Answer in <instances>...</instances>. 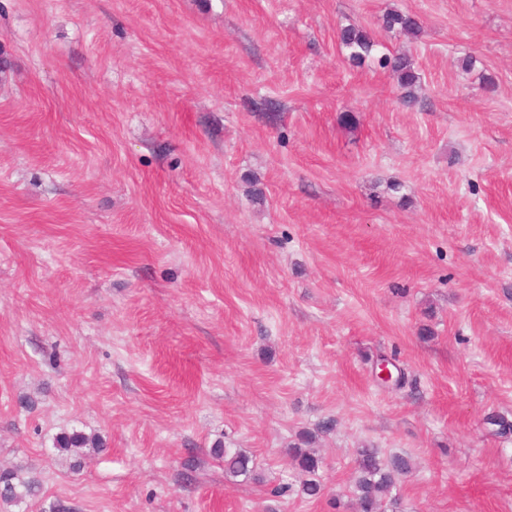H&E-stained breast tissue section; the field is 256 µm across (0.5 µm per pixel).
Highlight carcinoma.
Listing matches in <instances>:
<instances>
[{
	"instance_id": "obj_1",
	"label": "carcinoma",
	"mask_w": 512,
	"mask_h": 512,
	"mask_svg": "<svg viewBox=\"0 0 512 512\" xmlns=\"http://www.w3.org/2000/svg\"><path fill=\"white\" fill-rule=\"evenodd\" d=\"M383 26L387 30H399L405 33L420 32V23L410 15L400 11H391L383 18ZM340 43L348 51L349 60L361 64L365 60L375 58L374 52L379 43L364 28L349 25L340 30ZM379 66L390 70L396 75L399 86L404 90L403 99L407 103L415 100L414 88L418 76L413 69L411 60L405 55H382L378 57ZM105 447L103 439L95 434L86 435L82 432L63 433L56 439V448L63 456L76 458L70 469L77 471L81 467L78 458L99 452ZM212 452L224 459L226 477L246 480L255 478L253 460L247 452L239 450L233 454L226 453L224 445L217 443ZM288 455L298 474L304 477L301 491L308 497H318L322 493L319 482L311 478L320 467V459L309 449L298 446L288 449ZM355 479L353 494L357 512H383L384 502L391 498L400 476L409 473L413 464L405 456L393 455L388 459L380 456L376 448H359L356 450ZM40 481L28 476L23 469L0 470V512H12V508L39 497Z\"/></svg>"
}]
</instances>
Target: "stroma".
I'll return each mask as SVG.
<instances>
[{
	"label": "stroma",
	"mask_w": 512,
	"mask_h": 512,
	"mask_svg": "<svg viewBox=\"0 0 512 512\" xmlns=\"http://www.w3.org/2000/svg\"><path fill=\"white\" fill-rule=\"evenodd\" d=\"M364 446L415 464L392 512H512V0H0L16 512H354ZM383 26L387 30H399L405 33L417 34L420 32V23L410 15L400 11L388 12L383 18ZM340 43L348 51L349 60L361 64L366 59H376L374 52L379 43L364 28L349 25L341 29ZM378 64L382 68L390 70L396 75L399 86L405 90L403 99L406 103H413L415 100L414 88L416 87L418 76L413 69L411 60L406 55H382L378 59ZM105 447L103 439L95 434L86 435L82 432L73 431L72 433H63L56 439V448L61 456H74L76 460L70 464V469L77 471L81 467L78 460L92 452H99ZM212 452L219 458L224 457V472L226 477L231 479L243 477L244 480L256 479L254 463L247 452L239 450L233 454H227L221 442L213 446ZM288 455L300 476L313 475L320 467V459L310 449L295 446L288 449ZM40 481L28 476L22 468L0 470V511L13 512L11 508L39 497Z\"/></svg>",
	"instance_id": "1"
}]
</instances>
